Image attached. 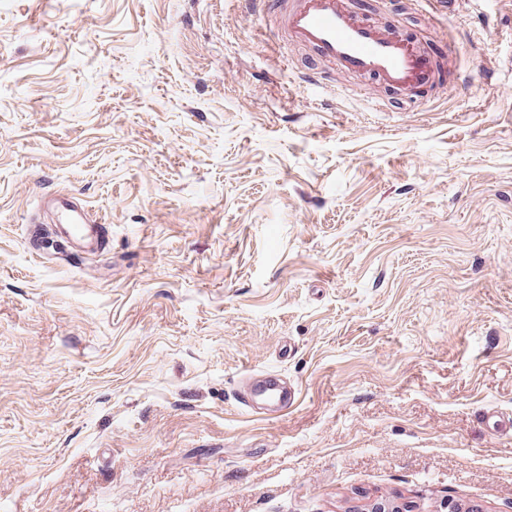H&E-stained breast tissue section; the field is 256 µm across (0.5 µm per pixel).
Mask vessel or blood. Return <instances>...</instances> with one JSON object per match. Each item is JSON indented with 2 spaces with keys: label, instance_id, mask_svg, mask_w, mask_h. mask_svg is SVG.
I'll use <instances>...</instances> for the list:
<instances>
[{
  "label": "vessel or blood",
  "instance_id": "vessel-or-blood-1",
  "mask_svg": "<svg viewBox=\"0 0 512 512\" xmlns=\"http://www.w3.org/2000/svg\"><path fill=\"white\" fill-rule=\"evenodd\" d=\"M263 11L274 14L278 27L295 42L312 47L340 70L378 81L397 91L417 95L435 83L456 89L463 72L445 74V61L436 48L409 35L396 34L364 20L351 0H257ZM43 205L52 211V222L63 236L71 255L93 254L107 249L112 227L88 218L83 207L64 195L47 196ZM245 404L278 403L285 397L278 375L249 373L241 380Z\"/></svg>",
  "mask_w": 512,
  "mask_h": 512
}]
</instances>
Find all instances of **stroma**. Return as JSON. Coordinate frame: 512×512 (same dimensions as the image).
Here are the masks:
<instances>
[{"label": "stroma", "instance_id": "35a3bbf8", "mask_svg": "<svg viewBox=\"0 0 512 512\" xmlns=\"http://www.w3.org/2000/svg\"><path fill=\"white\" fill-rule=\"evenodd\" d=\"M354 4L455 25L465 84L246 0H0V512H512V0ZM65 192L112 226L78 268ZM278 27L340 70L417 95L444 79L436 48L364 20L352 0H256ZM277 1V2H275ZM287 2L283 8L281 3ZM276 5V8L274 6ZM243 403L251 405L254 402L280 403L285 398L284 387L279 375L268 372L249 373L241 380Z\"/></svg>", "mask_w": 512, "mask_h": 512}]
</instances>
